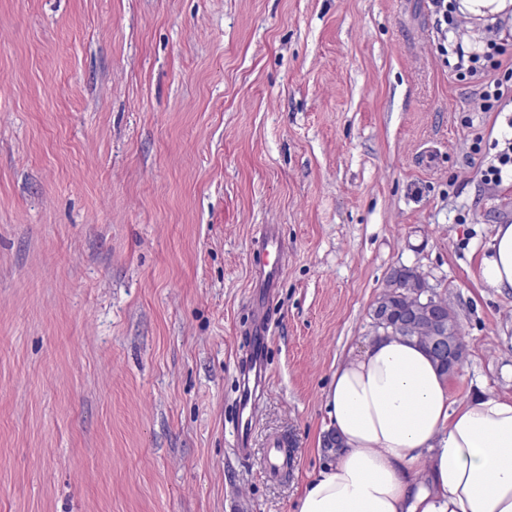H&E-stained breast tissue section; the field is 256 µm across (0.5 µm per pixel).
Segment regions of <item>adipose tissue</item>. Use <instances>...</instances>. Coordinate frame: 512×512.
<instances>
[{
    "label": "adipose tissue",
    "mask_w": 512,
    "mask_h": 512,
    "mask_svg": "<svg viewBox=\"0 0 512 512\" xmlns=\"http://www.w3.org/2000/svg\"><path fill=\"white\" fill-rule=\"evenodd\" d=\"M480 278L512 291V224L497 225ZM326 400L341 447L297 512H512V398L454 403L415 341L382 335L340 363Z\"/></svg>",
    "instance_id": "ef3b65f1"
}]
</instances>
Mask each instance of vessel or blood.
Returning <instances> with one entry per match:
<instances>
[{"mask_svg":"<svg viewBox=\"0 0 512 512\" xmlns=\"http://www.w3.org/2000/svg\"><path fill=\"white\" fill-rule=\"evenodd\" d=\"M265 348L264 338L255 337L241 369V393L235 417V444L241 451L245 450L249 444L257 401L266 379Z\"/></svg>","mask_w":512,"mask_h":512,"instance_id":"obj_1","label":"vessel or blood"}]
</instances>
